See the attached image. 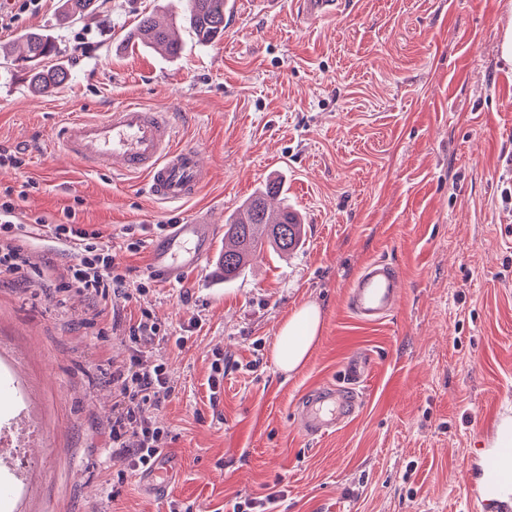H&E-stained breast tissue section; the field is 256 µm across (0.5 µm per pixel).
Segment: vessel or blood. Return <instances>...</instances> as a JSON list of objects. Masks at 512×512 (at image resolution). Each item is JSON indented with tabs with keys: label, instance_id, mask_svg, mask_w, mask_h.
<instances>
[{
	"label": "vessel or blood",
	"instance_id": "1",
	"mask_svg": "<svg viewBox=\"0 0 512 512\" xmlns=\"http://www.w3.org/2000/svg\"><path fill=\"white\" fill-rule=\"evenodd\" d=\"M302 17L318 23L335 15L338 0H297ZM55 149L92 170L141 175L155 201L179 204L198 194L209 178L199 149L175 141L174 115L129 102L96 117H78L60 124ZM220 227L208 213L171 225L149 250L148 268L174 281L202 267ZM399 271L386 261L368 262L348 292V306L361 322L377 323L397 305ZM365 371L347 365L341 386L318 390L298 408V428L306 436H322L350 420L358 411L356 388ZM175 461L160 457L142 479L147 493L165 486ZM469 494L478 512H512V413L493 421L484 448L467 461Z\"/></svg>",
	"mask_w": 512,
	"mask_h": 512
}]
</instances>
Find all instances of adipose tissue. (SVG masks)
I'll list each match as a JSON object with an SVG mask.
<instances>
[{
    "instance_id": "1",
    "label": "adipose tissue",
    "mask_w": 512,
    "mask_h": 512,
    "mask_svg": "<svg viewBox=\"0 0 512 512\" xmlns=\"http://www.w3.org/2000/svg\"><path fill=\"white\" fill-rule=\"evenodd\" d=\"M322 316L317 305L302 304L280 327L271 346L276 367L286 373L299 370L309 359L321 334Z\"/></svg>"
}]
</instances>
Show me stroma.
Returning <instances> with one entry per match:
<instances>
[{"instance_id": "1", "label": "stroma", "mask_w": 512, "mask_h": 512, "mask_svg": "<svg viewBox=\"0 0 512 512\" xmlns=\"http://www.w3.org/2000/svg\"><path fill=\"white\" fill-rule=\"evenodd\" d=\"M183 0H96L62 19V0L0 29V47L43 30L69 79L34 92L0 56V195L35 181L22 222L44 218L99 230L145 293L117 302L122 320L149 310L187 334L160 345L173 395L156 411L177 469L146 494L108 438L113 369L129 362L111 320L90 323L80 299L60 303L67 255L41 232L24 278H0V417L25 405L37 437L26 483L0 481V512H219L226 501L278 491L275 512H476L466 463L493 417L512 410V64L499 56L512 0H345L311 25L292 0L261 14L247 0L224 39L164 59L126 42L141 13L170 22ZM129 101L174 113L176 141L210 168L193 200L154 202L142 178L91 171L49 146L54 127ZM283 179L286 205L306 221L299 246L267 250L233 282L209 269L169 283L148 271L147 243L198 209L217 223L265 182ZM144 240L137 251L126 242ZM399 268L396 310L373 326L347 308L371 260ZM306 302L323 312L321 338L295 374L270 348ZM196 329H189L190 320ZM224 382L211 394L215 353ZM372 365L358 417L302 437L308 390L341 381L353 354ZM115 501H108L111 489Z\"/></svg>"}]
</instances>
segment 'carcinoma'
I'll return each instance as SVG.
<instances>
[{
	"mask_svg": "<svg viewBox=\"0 0 512 512\" xmlns=\"http://www.w3.org/2000/svg\"><path fill=\"white\" fill-rule=\"evenodd\" d=\"M95 0H63V16L77 19L94 9ZM182 20L188 25L195 43L207 47L224 38V0H185ZM134 44L151 48L167 58H177L183 44L174 26L163 27L150 14H144L128 36ZM59 53L52 35L31 31L18 45V53L11 62L27 71L29 83L37 90L47 92L62 85L68 71L58 65H46ZM280 183L269 181L260 192L250 197L224 224V251L220 266L224 281L238 278L264 245L276 251L295 249L301 240V221L289 208L276 213L268 206V199L279 196Z\"/></svg>",
	"mask_w": 512,
	"mask_h": 512,
	"instance_id": "carcinoma-1",
	"label": "carcinoma"
}]
</instances>
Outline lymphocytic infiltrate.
<instances>
[{"mask_svg": "<svg viewBox=\"0 0 512 512\" xmlns=\"http://www.w3.org/2000/svg\"><path fill=\"white\" fill-rule=\"evenodd\" d=\"M18 204L12 195L0 197V276H13L24 270L27 261L25 245L32 238L33 225L21 222ZM101 234L75 224L55 225V247L73 252L74 258L65 270L62 289L88 300L94 316L112 311L115 298H130V282L119 273L110 246L100 240ZM121 331L133 345L127 366L113 371L118 394L112 411L110 439L113 452L125 456L131 470L147 471L164 453L167 430L152 419L150 412L158 408L173 392L166 364L155 360L144 365L141 355L158 342L175 341L183 345V337L162 332L149 312L122 326Z\"/></svg>", "mask_w": 512, "mask_h": 512, "instance_id": "lymphocytic-infiltrate-1", "label": "lymphocytic infiltrate"}]
</instances>
